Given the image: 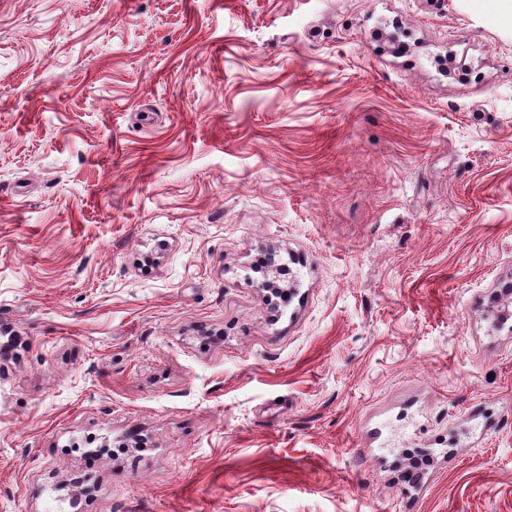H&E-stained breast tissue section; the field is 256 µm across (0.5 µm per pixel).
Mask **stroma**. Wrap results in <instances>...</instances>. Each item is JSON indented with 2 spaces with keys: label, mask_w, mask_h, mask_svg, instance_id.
Returning <instances> with one entry per match:
<instances>
[{
  "label": "stroma",
  "mask_w": 512,
  "mask_h": 512,
  "mask_svg": "<svg viewBox=\"0 0 512 512\" xmlns=\"http://www.w3.org/2000/svg\"><path fill=\"white\" fill-rule=\"evenodd\" d=\"M510 311L497 10L0 0V512H512Z\"/></svg>",
  "instance_id": "35a3bbf8"
}]
</instances>
